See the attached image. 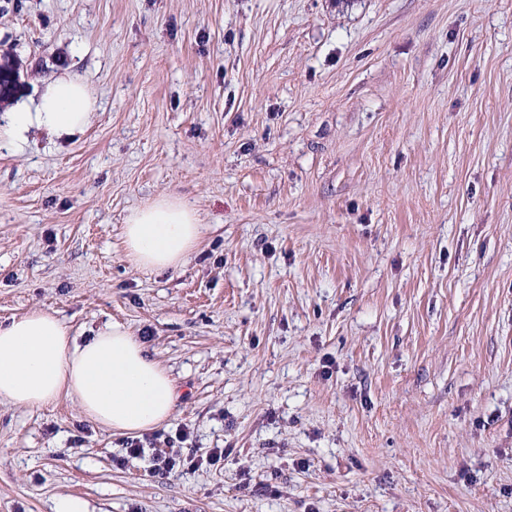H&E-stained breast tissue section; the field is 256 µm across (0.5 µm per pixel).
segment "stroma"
<instances>
[{"instance_id": "obj_1", "label": "stroma", "mask_w": 512, "mask_h": 512, "mask_svg": "<svg viewBox=\"0 0 512 512\" xmlns=\"http://www.w3.org/2000/svg\"><path fill=\"white\" fill-rule=\"evenodd\" d=\"M1 59L98 109L0 142V323L124 324L180 398L139 458L1 400L0 512H512V0H0ZM163 194L198 249L132 268ZM200 234L201 224L194 207L180 197L161 195L127 216L124 257L140 269L174 270L196 250Z\"/></svg>"}]
</instances>
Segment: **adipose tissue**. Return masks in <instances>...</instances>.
I'll return each mask as SVG.
<instances>
[{"label": "adipose tissue", "mask_w": 512, "mask_h": 512, "mask_svg": "<svg viewBox=\"0 0 512 512\" xmlns=\"http://www.w3.org/2000/svg\"><path fill=\"white\" fill-rule=\"evenodd\" d=\"M97 110L85 84L69 74L42 77L36 103L0 115V141L20 146L31 131L69 140L83 133ZM201 234L193 206L162 195L133 210L123 228L124 257L133 266L165 272L184 265ZM120 434L166 422L179 398L169 372L123 325L72 337L51 309H35L0 324V399L40 409L60 397Z\"/></svg>", "instance_id": "adipose-tissue-1"}]
</instances>
